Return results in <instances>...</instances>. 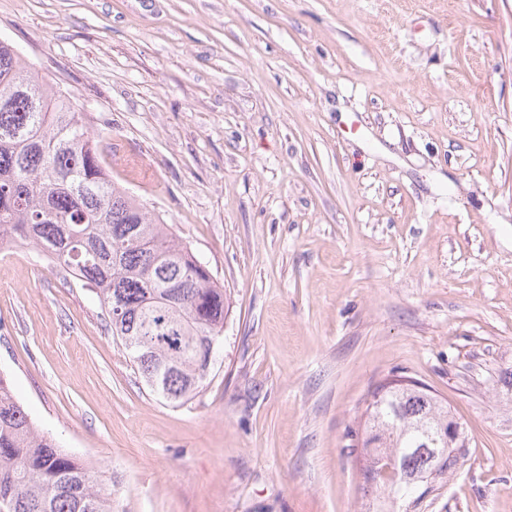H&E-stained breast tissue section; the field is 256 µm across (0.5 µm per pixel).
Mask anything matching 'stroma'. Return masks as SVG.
Returning <instances> with one entry per match:
<instances>
[{
    "instance_id": "obj_1",
    "label": "stroma",
    "mask_w": 512,
    "mask_h": 512,
    "mask_svg": "<svg viewBox=\"0 0 512 512\" xmlns=\"http://www.w3.org/2000/svg\"><path fill=\"white\" fill-rule=\"evenodd\" d=\"M0 39L230 297L172 405L95 293L0 251V373L112 512H512V0H0ZM392 375L466 436L401 500L363 478Z\"/></svg>"
}]
</instances>
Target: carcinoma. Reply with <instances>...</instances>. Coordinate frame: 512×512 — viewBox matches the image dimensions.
<instances>
[{"instance_id": "obj_1", "label": "carcinoma", "mask_w": 512, "mask_h": 512, "mask_svg": "<svg viewBox=\"0 0 512 512\" xmlns=\"http://www.w3.org/2000/svg\"><path fill=\"white\" fill-rule=\"evenodd\" d=\"M25 241L96 290L145 384L181 405L203 386L230 303L188 246L112 182L85 113L0 41V246ZM368 460L387 452L397 498L442 479L419 451L452 416L430 392L386 390L366 408ZM0 512H112L89 467L40 431L0 374Z\"/></svg>"}]
</instances>
